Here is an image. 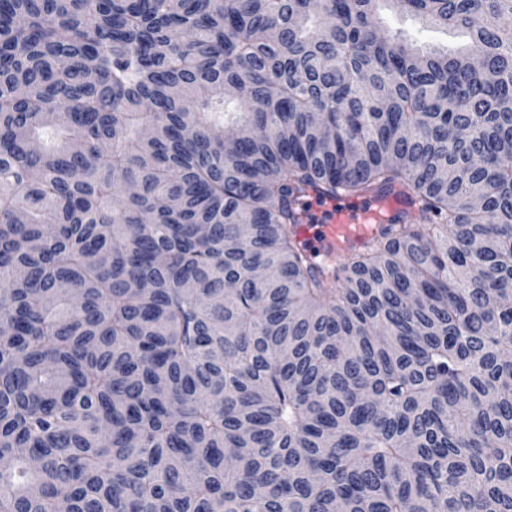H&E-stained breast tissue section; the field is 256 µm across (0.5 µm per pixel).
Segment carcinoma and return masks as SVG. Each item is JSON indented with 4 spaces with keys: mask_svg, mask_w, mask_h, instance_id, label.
<instances>
[{
    "mask_svg": "<svg viewBox=\"0 0 512 512\" xmlns=\"http://www.w3.org/2000/svg\"><path fill=\"white\" fill-rule=\"evenodd\" d=\"M511 17L0 0V512H512ZM383 24L387 29L404 27L417 44H436L440 47H447L449 50H455L461 43V38L454 34H444L442 32H431L422 29L415 21L408 20L401 24L397 18L389 11L381 14ZM307 199L322 207L325 224H308V218L303 215L305 224H299L298 237L318 252L321 258L316 264L319 266L333 265L339 256L360 248L394 217L415 214L412 202L398 189L369 198L358 208L340 206L334 199L318 201L314 191L309 192Z\"/></svg>",
    "mask_w": 512,
    "mask_h": 512,
    "instance_id": "1",
    "label": "carcinoma"
}]
</instances>
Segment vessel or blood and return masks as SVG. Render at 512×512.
<instances>
[{"label": "vessel or blood", "mask_w": 512, "mask_h": 512, "mask_svg": "<svg viewBox=\"0 0 512 512\" xmlns=\"http://www.w3.org/2000/svg\"><path fill=\"white\" fill-rule=\"evenodd\" d=\"M321 207L324 223L299 225L298 237L318 252L324 265L335 264L339 256L369 242L394 217L415 213L412 202L397 190L370 198L358 208L340 206L332 199L322 201Z\"/></svg>", "instance_id": "b4317fda"}]
</instances>
